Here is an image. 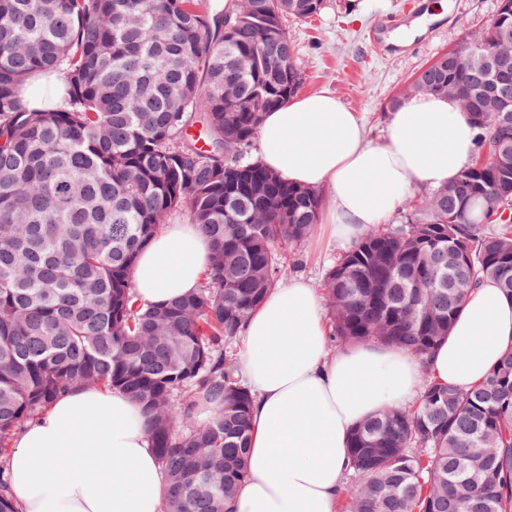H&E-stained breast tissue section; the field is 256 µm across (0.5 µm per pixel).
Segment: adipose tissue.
<instances>
[{"label": "adipose tissue", "mask_w": 512, "mask_h": 512, "mask_svg": "<svg viewBox=\"0 0 512 512\" xmlns=\"http://www.w3.org/2000/svg\"><path fill=\"white\" fill-rule=\"evenodd\" d=\"M476 135L454 99L425 95L387 113L385 141L375 144L361 113L320 92L263 113L257 158L319 191L325 234L351 243L412 192L454 181ZM210 258L198 225H165L135 261V291L155 305L195 292ZM329 330L321 292L299 275L248 317L237 376L253 397V432L235 512H338L353 428L412 402L424 380L463 390L479 383L512 347V299L482 281L424 360L380 343L334 352ZM13 444L5 475L21 512H163L166 479L146 416L122 392L74 387Z\"/></svg>", "instance_id": "obj_1"}]
</instances>
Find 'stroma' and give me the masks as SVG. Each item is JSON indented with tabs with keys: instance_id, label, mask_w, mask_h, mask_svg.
Wrapping results in <instances>:
<instances>
[{
	"instance_id": "obj_1",
	"label": "stroma",
	"mask_w": 512,
	"mask_h": 512,
	"mask_svg": "<svg viewBox=\"0 0 512 512\" xmlns=\"http://www.w3.org/2000/svg\"><path fill=\"white\" fill-rule=\"evenodd\" d=\"M351 0H323L311 18L286 21L296 61L303 72L302 93L328 91L353 111L365 113L373 140H381L389 101L424 65L453 49L469 33L485 27L496 13L498 0H446L447 13L429 23L407 45L374 44L370 31L385 19L402 14L416 18L422 0H364L351 9ZM342 250L314 233L301 251L286 247L280 255L284 267L302 258L298 272L322 286L327 271Z\"/></svg>"
}]
</instances>
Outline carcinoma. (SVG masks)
<instances>
[{"label": "carcinoma", "mask_w": 512, "mask_h": 512, "mask_svg": "<svg viewBox=\"0 0 512 512\" xmlns=\"http://www.w3.org/2000/svg\"><path fill=\"white\" fill-rule=\"evenodd\" d=\"M323 0H0V457L77 385L144 409L166 512H232L247 476L252 398L228 351L313 235L322 199L248 149L303 75L284 25ZM512 0L392 99L448 95L478 130L458 178L368 230L326 274L333 336L425 356L474 285L512 297V81L489 78ZM62 78L66 107L27 99ZM188 211L212 243L203 285L166 305L131 273ZM341 512H512V349L474 388L425 381L412 407L351 434ZM0 512H19L0 477Z\"/></svg>", "instance_id": "carcinoma-1"}]
</instances>
